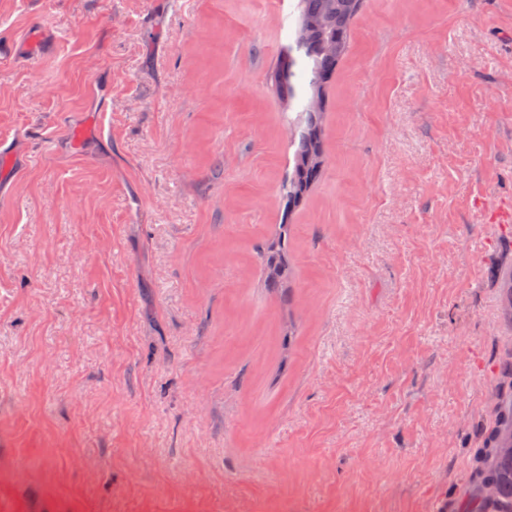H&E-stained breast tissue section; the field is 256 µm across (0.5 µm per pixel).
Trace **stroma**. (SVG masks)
I'll return each mask as SVG.
<instances>
[{
	"mask_svg": "<svg viewBox=\"0 0 512 512\" xmlns=\"http://www.w3.org/2000/svg\"><path fill=\"white\" fill-rule=\"evenodd\" d=\"M296 5L0 0V505L467 512L512 347V0H363L289 214ZM291 224H280L279 234L265 242L260 250L267 288H285L292 278L293 267L288 259L287 241Z\"/></svg>",
	"mask_w": 512,
	"mask_h": 512,
	"instance_id": "stroma-1",
	"label": "stroma"
}]
</instances>
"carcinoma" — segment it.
I'll list each match as a JSON object with an SVG mask.
<instances>
[{"label":"carcinoma","instance_id":"cac0c4a2","mask_svg":"<svg viewBox=\"0 0 512 512\" xmlns=\"http://www.w3.org/2000/svg\"><path fill=\"white\" fill-rule=\"evenodd\" d=\"M362 0H299V16L293 43L281 54L273 79L279 94L288 106L299 103L301 111L291 123L296 134L290 141L293 148L292 169L283 186L287 212H292L319 179L325 157L323 110L309 108L308 100L325 90L347 48L349 26L359 12ZM336 42V52L322 50L324 43ZM291 225H280L279 234L265 242L260 250L265 285L271 289L286 287L293 267L288 259L287 241ZM503 303L502 319L512 328V272L500 282ZM495 423L488 434L486 446L476 454V466L469 501L471 512H512V455H496L500 439L512 436V349L499 362L495 387ZM494 488L492 496L483 494V487Z\"/></svg>","mask_w":512,"mask_h":512}]
</instances>
